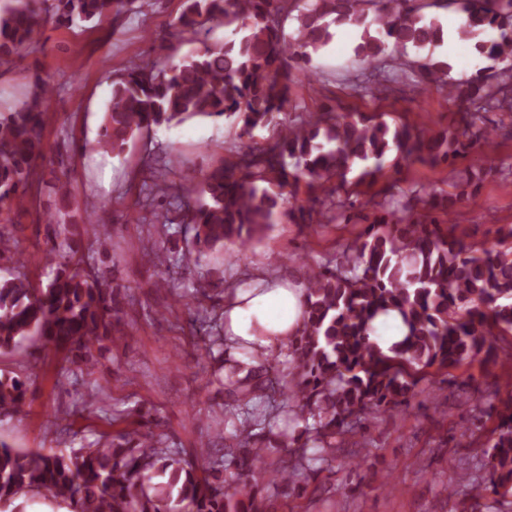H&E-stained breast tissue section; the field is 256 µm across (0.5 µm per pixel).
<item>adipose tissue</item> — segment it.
Segmentation results:
<instances>
[{
    "instance_id": "adipose-tissue-1",
    "label": "adipose tissue",
    "mask_w": 512,
    "mask_h": 512,
    "mask_svg": "<svg viewBox=\"0 0 512 512\" xmlns=\"http://www.w3.org/2000/svg\"><path fill=\"white\" fill-rule=\"evenodd\" d=\"M304 291L288 281L259 282L224 302V335L257 353L279 349L302 323Z\"/></svg>"
}]
</instances>
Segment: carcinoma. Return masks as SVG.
I'll list each match as a JSON object with an SVG mask.
<instances>
[{"mask_svg": "<svg viewBox=\"0 0 512 512\" xmlns=\"http://www.w3.org/2000/svg\"><path fill=\"white\" fill-rule=\"evenodd\" d=\"M458 4L457 32L468 42L485 31L496 36L475 43L491 65L461 84L448 63L427 58L417 65L387 54L411 45L434 47L444 39L441 23L409 0H187L174 22L198 35L210 23L243 32L214 42L177 63L142 59L112 81V93L93 149L120 153L128 141L160 125L195 117L234 119L239 137L273 125L278 136L244 143L237 161L208 169L198 199L184 208L193 231L191 249L177 256L158 250L149 259L162 274L187 269L201 255L242 248L283 213L297 224L347 222L346 175L361 168L356 183L376 181L393 161L447 163L466 151L464 140L479 114L512 111V0H434ZM125 0H51L42 11L31 0H0V59L19 61L22 50L50 24H100L119 18ZM297 27L286 32V23ZM360 30L356 60L367 80L346 79L356 96L373 95L372 80L414 85L445 83L459 102L457 127L435 132L416 119L394 128L365 115L333 110L288 121L292 70L312 68L313 55L332 38L331 27ZM52 93L38 76L30 97L0 113V213L28 211V188L45 160L46 103ZM305 184L306 207L292 188ZM459 196L416 190L408 199L386 192L378 214L332 265L308 270L302 328L282 357L246 354L222 358L216 381L237 410L233 446L219 457H184L168 447L156 417L143 412L136 427L69 455L15 448L0 438V512H22L17 501L42 494L69 512H269L259 496L267 485L294 484L364 440L365 421L402 411L415 389L441 372L474 363L488 368L500 354L512 357V228L496 243H467L441 223ZM44 259L51 273L42 288L21 272L0 278V353L33 340L64 363H88L104 340L122 341L121 301L108 277L87 269L74 250L62 209L47 213ZM397 312L406 334L387 350L371 339V323ZM28 381L0 374V414L25 403ZM280 412L290 426L257 433ZM282 449L268 460V450ZM486 482L473 498L494 495L512 505V390L487 441Z\"/></svg>", "mask_w": 512, "mask_h": 512, "instance_id": "carcinoma-1", "label": "carcinoma"}]
</instances>
